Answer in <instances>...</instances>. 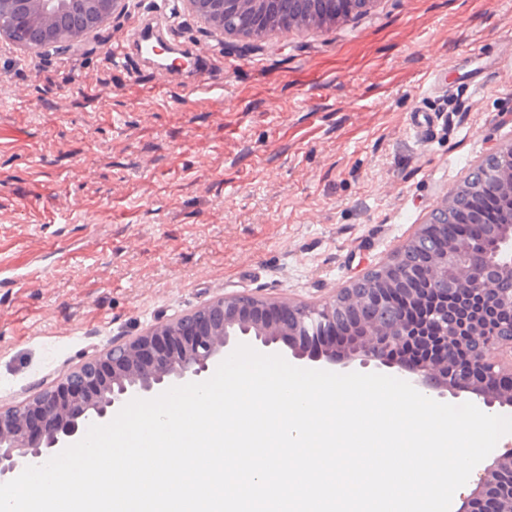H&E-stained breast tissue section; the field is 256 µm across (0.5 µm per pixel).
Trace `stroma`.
Here are the masks:
<instances>
[{"label":"stroma","mask_w":512,"mask_h":512,"mask_svg":"<svg viewBox=\"0 0 512 512\" xmlns=\"http://www.w3.org/2000/svg\"><path fill=\"white\" fill-rule=\"evenodd\" d=\"M156 11L221 50L181 0H134L65 79V56L0 44V257L47 268L0 282V406L224 294L332 296L512 145V66L476 96L430 98L429 131L408 112L427 51L452 66L472 47L498 53L512 0H387L350 28L241 53L227 101L209 105L102 67Z\"/></svg>","instance_id":"35a3bbf8"}]
</instances>
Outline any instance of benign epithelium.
Wrapping results in <instances>:
<instances>
[{
  "mask_svg": "<svg viewBox=\"0 0 512 512\" xmlns=\"http://www.w3.org/2000/svg\"><path fill=\"white\" fill-rule=\"evenodd\" d=\"M29 0H0V34L10 31L42 57L75 48L57 38L55 26L35 32ZM491 157L484 192L512 207V149ZM471 176L438 210L444 224H417L387 259L366 270L329 299L308 303L224 294L194 311L160 320L140 334L114 340L23 402L0 407V481L26 464H43L51 453L83 438L91 423H105L131 399H151L202 377L240 343L291 352L341 370L394 369L416 390L469 394L488 408L512 410V225L478 224L463 218L456 196H470ZM437 298L428 314L439 344L428 360H400L396 353L416 336L406 310ZM398 312L391 320L378 313ZM347 329L348 340L336 343ZM478 486L457 512H512V448L481 463Z\"/></svg>",
  "mask_w": 512,
  "mask_h": 512,
  "instance_id": "obj_1",
  "label": "benign epithelium"
}]
</instances>
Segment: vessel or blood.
Returning <instances> with one entry per match:
<instances>
[{"label": "vessel or blood", "instance_id": "b4317fda", "mask_svg": "<svg viewBox=\"0 0 512 512\" xmlns=\"http://www.w3.org/2000/svg\"><path fill=\"white\" fill-rule=\"evenodd\" d=\"M160 44L167 45L171 56L194 57L196 79L191 83L189 91L201 104L213 102L216 95L208 83L209 73L223 69L221 58L205 48H193L184 41L174 20L168 15L155 13L139 17L136 24L126 31L123 42L114 48L112 64L119 68L135 64L148 82L167 90L172 89L176 69L155 55L154 50ZM511 63L512 41L505 44L501 53L492 57L484 55L477 48L463 52L460 64L469 70L467 90L474 94L481 92L490 74ZM446 71L444 62L436 55H428L421 70V80L428 90L447 93Z\"/></svg>", "mask_w": 512, "mask_h": 512}]
</instances>
